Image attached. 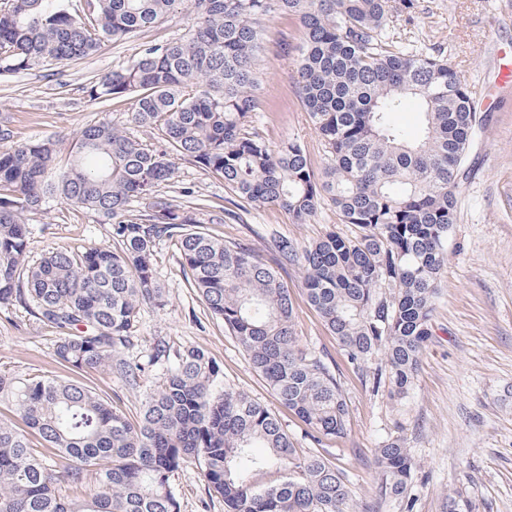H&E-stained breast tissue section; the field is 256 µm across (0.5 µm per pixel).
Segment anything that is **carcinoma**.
Here are the masks:
<instances>
[{
    "mask_svg": "<svg viewBox=\"0 0 512 512\" xmlns=\"http://www.w3.org/2000/svg\"><path fill=\"white\" fill-rule=\"evenodd\" d=\"M184 14L191 24L182 37L141 45L86 90L100 103L135 98L131 121L156 142L102 117L76 133L62 165L59 142H14L0 130V305L19 303L57 329L53 356L74 372L103 368L136 389L145 366H163L136 421L76 381L0 374V400L43 441L35 448L0 423V512H180L171 478L190 461L224 512H353L337 465L299 452L275 414L224 384L205 350L158 340L147 363L129 355L141 306L166 305L154 268L162 240H177L189 286L319 444L348 437L349 405L337 370L299 343L280 270H302L308 303L374 392L387 378L390 397L405 398L432 336L467 151L482 121L442 54L395 44L389 0H84L80 16L65 0H0V80L66 67ZM275 14L301 28L296 93L323 147L320 170L301 143L274 145L253 126L261 21ZM408 100L420 114L415 132L393 121ZM178 156L224 181L233 217L277 205L305 224L327 200L350 231L308 244L280 236L264 264L200 228L205 204L155 194ZM57 199L108 220L109 242L32 262L26 215ZM56 456L68 461L62 476ZM376 463L381 497L412 512L417 464L404 426L376 449ZM264 469L279 478L257 483ZM447 508L476 512L457 488Z\"/></svg>",
    "mask_w": 512,
    "mask_h": 512,
    "instance_id": "obj_1",
    "label": "carcinoma"
}]
</instances>
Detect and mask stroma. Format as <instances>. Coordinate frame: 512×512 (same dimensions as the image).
<instances>
[{"label": "stroma", "instance_id": "stroma-1", "mask_svg": "<svg viewBox=\"0 0 512 512\" xmlns=\"http://www.w3.org/2000/svg\"><path fill=\"white\" fill-rule=\"evenodd\" d=\"M185 22L175 19L140 38L106 44L96 55L59 68L39 66L0 80V128L14 141L52 138L70 146L85 124L107 118L130 136L152 141L149 130L129 124L131 97L101 104L85 87L109 70L127 65L140 43L180 37ZM264 50L259 57V108L254 126L268 141L303 144L315 168H322L318 137L295 91L296 54L282 44L299 45L295 19L277 15L261 25ZM394 38L405 47L431 52L442 48L450 66L474 92L483 118L482 133L467 153L470 172L462 187L458 220L448 241L450 261L440 278L428 340L409 394L390 398L372 391L344 364L339 346L308 304L297 268L282 276L294 293L296 330L303 345L327 363L338 365L350 406L351 432L341 441L315 444L302 423L281 405L251 368L240 344L213 318L186 282L176 241H161L154 255L157 278L168 303L143 306L135 355H146L158 340L172 348L197 346L221 366L224 382L263 402L305 453L329 457L348 477L358 512H398L380 497L374 450L403 425L418 475L411 485L414 512H446L448 493L461 488L477 512H512V84L498 80L497 48L512 49V0H415L411 13L398 17ZM157 194L176 199L209 200L203 227L211 235L248 246L263 262L274 253V235L308 243L336 227L338 217L322 203L308 223H293L276 206L255 208L242 219H226L219 204L228 197L224 183L180 160L174 177ZM36 232L31 258L53 249L81 250L108 243V226L97 215L55 202L30 215ZM58 333L21 305L0 306V372L77 378L131 418L140 415L143 391L122 385L108 371L73 374L53 357ZM181 512H224L221 498L208 492L199 466L186 464L171 479Z\"/></svg>", "mask_w": 512, "mask_h": 512}]
</instances>
